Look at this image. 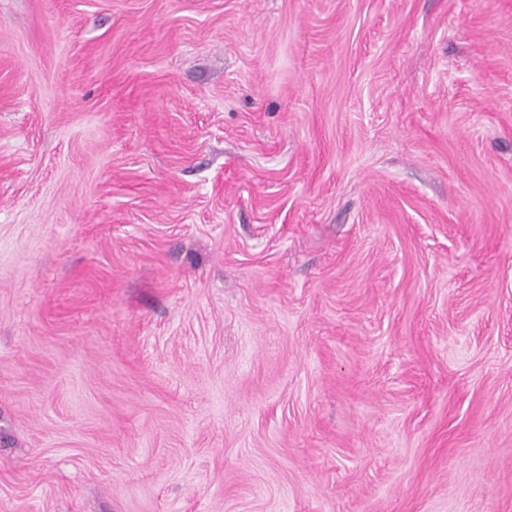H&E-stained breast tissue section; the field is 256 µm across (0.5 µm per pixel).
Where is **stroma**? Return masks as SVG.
Segmentation results:
<instances>
[{"instance_id": "obj_1", "label": "stroma", "mask_w": 512, "mask_h": 512, "mask_svg": "<svg viewBox=\"0 0 512 512\" xmlns=\"http://www.w3.org/2000/svg\"><path fill=\"white\" fill-rule=\"evenodd\" d=\"M0 512H512V0H0Z\"/></svg>"}]
</instances>
